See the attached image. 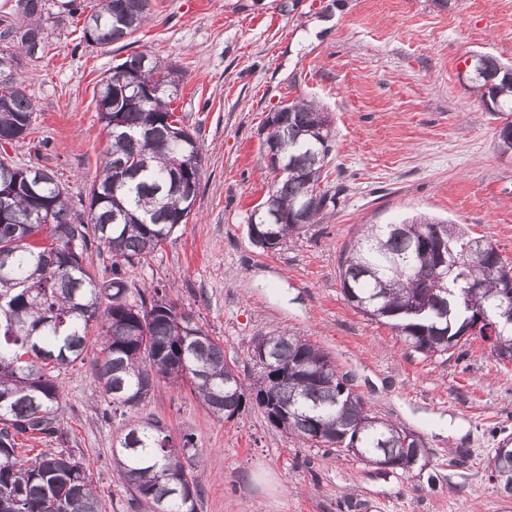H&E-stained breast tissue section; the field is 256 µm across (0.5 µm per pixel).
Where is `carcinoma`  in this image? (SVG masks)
<instances>
[{
	"mask_svg": "<svg viewBox=\"0 0 512 512\" xmlns=\"http://www.w3.org/2000/svg\"><path fill=\"white\" fill-rule=\"evenodd\" d=\"M149 0H97L81 33L100 47L125 41L147 18ZM474 91L485 111L512 130V67L492 56L472 63ZM179 71L138 52L112 66L98 92L99 118L109 137L104 165L88 198L90 223L70 218L68 193L51 172L0 159V512H105L82 459L63 449L61 387L53 372L78 360L89 331H98L94 370L112 416L124 418L112 464L131 500L163 512H197L198 464L193 437L175 444L165 424L138 409L161 378L186 383L204 408L231 420L252 400L277 428L310 448L353 451L378 466L400 464L406 440L420 435L379 418L336 371L328 354L286 332L257 339L264 357L246 387L224 357V346L155 289L128 302L122 268L162 247L194 210L202 155L194 135L170 122ZM265 138L288 172L275 180L248 218L257 246L276 251L318 224L336 194L322 189L332 148L329 113L295 99L274 109ZM33 105L20 73L0 78V142L26 139ZM105 247L112 279L91 272V250ZM445 254L447 266L435 271ZM506 267L488 241L459 224L416 216L370 224L340 255L348 303L394 329L415 351L441 356L464 348L475 315L496 316L512 298ZM107 304H102V300ZM493 357L512 361V324L501 330ZM50 439L57 448L20 458L19 439ZM490 479L512 495V455L494 454Z\"/></svg>",
	"mask_w": 512,
	"mask_h": 512,
	"instance_id": "cac0c4a2",
	"label": "carcinoma"
}]
</instances>
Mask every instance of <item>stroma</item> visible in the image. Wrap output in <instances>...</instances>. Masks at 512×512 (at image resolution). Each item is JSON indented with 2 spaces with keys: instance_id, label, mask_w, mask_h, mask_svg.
<instances>
[{
  "instance_id": "stroma-1",
  "label": "stroma",
  "mask_w": 512,
  "mask_h": 512,
  "mask_svg": "<svg viewBox=\"0 0 512 512\" xmlns=\"http://www.w3.org/2000/svg\"><path fill=\"white\" fill-rule=\"evenodd\" d=\"M44 53L13 40L25 19L0 0V48L16 51L34 108L32 132L7 146L21 166L65 183L74 222H88L87 190L107 136L101 80L119 59L147 52L182 74L173 106L203 158L187 224L126 267L129 302L152 288L190 312L224 347L245 384L259 368L255 339L288 332L327 353L378 416L419 433L420 472L383 470L348 452L308 448L246 404L217 420L189 385L157 382L140 416L174 440L189 434L204 492L197 512H512L485 466L512 444V364L481 339L468 354L427 356L344 298L338 258L365 224L425 215L492 243L512 268V153L501 154V119L472 91L473 57L512 64V0H150L144 25L102 48L81 36L95 0H44ZM296 98L332 118L326 166L338 189L333 212L274 252L248 236V218L275 179L259 130ZM96 340L61 368V424L82 456L106 512L130 510L112 473L120 420L106 416L95 385Z\"/></svg>"
}]
</instances>
